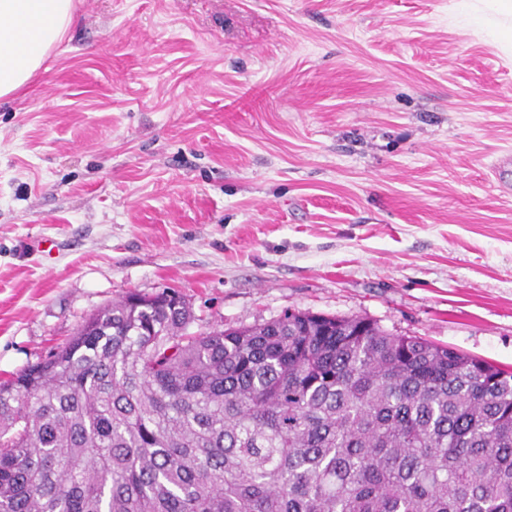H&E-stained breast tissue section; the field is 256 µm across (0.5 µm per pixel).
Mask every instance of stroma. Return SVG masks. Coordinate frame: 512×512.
I'll return each instance as SVG.
<instances>
[{"instance_id": "1", "label": "stroma", "mask_w": 512, "mask_h": 512, "mask_svg": "<svg viewBox=\"0 0 512 512\" xmlns=\"http://www.w3.org/2000/svg\"><path fill=\"white\" fill-rule=\"evenodd\" d=\"M484 0H77L0 101V383L126 292L364 316L512 370V41Z\"/></svg>"}]
</instances>
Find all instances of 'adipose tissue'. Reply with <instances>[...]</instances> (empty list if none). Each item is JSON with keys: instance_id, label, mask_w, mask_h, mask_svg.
Instances as JSON below:
<instances>
[{"instance_id": "1", "label": "adipose tissue", "mask_w": 512, "mask_h": 512, "mask_svg": "<svg viewBox=\"0 0 512 512\" xmlns=\"http://www.w3.org/2000/svg\"><path fill=\"white\" fill-rule=\"evenodd\" d=\"M73 0H0V99L41 70L73 19Z\"/></svg>"}]
</instances>
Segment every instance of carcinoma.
<instances>
[{"label":"carcinoma","mask_w":512,"mask_h":512,"mask_svg":"<svg viewBox=\"0 0 512 512\" xmlns=\"http://www.w3.org/2000/svg\"><path fill=\"white\" fill-rule=\"evenodd\" d=\"M131 292L0 385V512H512V371L362 316Z\"/></svg>","instance_id":"carcinoma-1"}]
</instances>
